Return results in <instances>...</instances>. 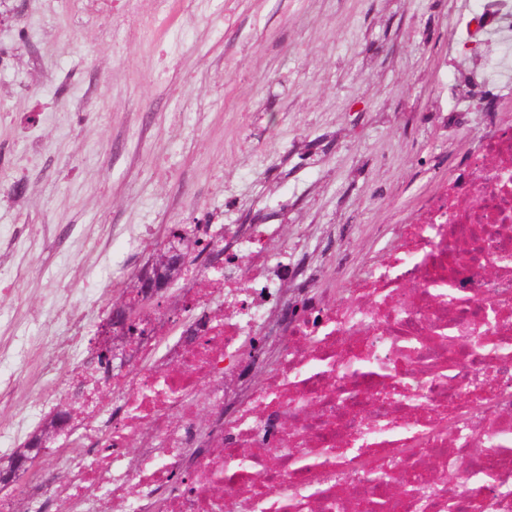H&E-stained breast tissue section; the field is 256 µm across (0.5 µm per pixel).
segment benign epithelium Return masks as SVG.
Returning a JSON list of instances; mask_svg holds the SVG:
<instances>
[{
  "label": "benign epithelium",
  "mask_w": 512,
  "mask_h": 512,
  "mask_svg": "<svg viewBox=\"0 0 512 512\" xmlns=\"http://www.w3.org/2000/svg\"><path fill=\"white\" fill-rule=\"evenodd\" d=\"M150 264L164 273L165 279L152 280L143 274L130 286L128 301L114 308L111 319L99 331L95 350L105 361L125 354L134 340L147 335L139 319L140 308L163 293L166 283L184 270L181 254L176 249L159 252Z\"/></svg>",
  "instance_id": "benign-epithelium-1"
}]
</instances>
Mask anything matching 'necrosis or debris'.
Wrapping results in <instances>:
<instances>
[{
    "mask_svg": "<svg viewBox=\"0 0 512 512\" xmlns=\"http://www.w3.org/2000/svg\"><path fill=\"white\" fill-rule=\"evenodd\" d=\"M496 40L494 79L451 94L512 103V0H479L448 48ZM278 224L199 232L218 268L178 288L185 317L141 311L125 371L59 394L78 414L61 449L23 472L12 512H512V117L489 120L468 167L439 178L414 218L377 225L346 286L315 277L312 236ZM65 464L69 477L57 482Z\"/></svg>",
    "mask_w": 512,
    "mask_h": 512,
    "instance_id": "4bbe7bcc",
    "label": "necrosis or debris"
}]
</instances>
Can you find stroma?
<instances>
[{"instance_id": "stroma-1", "label": "stroma", "mask_w": 512, "mask_h": 512, "mask_svg": "<svg viewBox=\"0 0 512 512\" xmlns=\"http://www.w3.org/2000/svg\"><path fill=\"white\" fill-rule=\"evenodd\" d=\"M474 4L0 0V336H52L58 367L0 362V418L66 383V304L103 322L172 225L260 208L288 237L331 225L325 277L361 263L481 129L433 109Z\"/></svg>"}]
</instances>
